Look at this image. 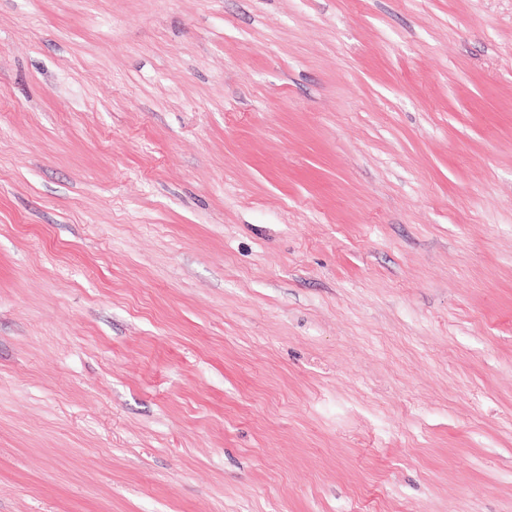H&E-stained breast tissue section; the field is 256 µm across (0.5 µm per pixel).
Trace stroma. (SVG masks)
<instances>
[{
	"instance_id": "35a3bbf8",
	"label": "stroma",
	"mask_w": 512,
	"mask_h": 512,
	"mask_svg": "<svg viewBox=\"0 0 512 512\" xmlns=\"http://www.w3.org/2000/svg\"><path fill=\"white\" fill-rule=\"evenodd\" d=\"M0 512H512V0H0Z\"/></svg>"
}]
</instances>
